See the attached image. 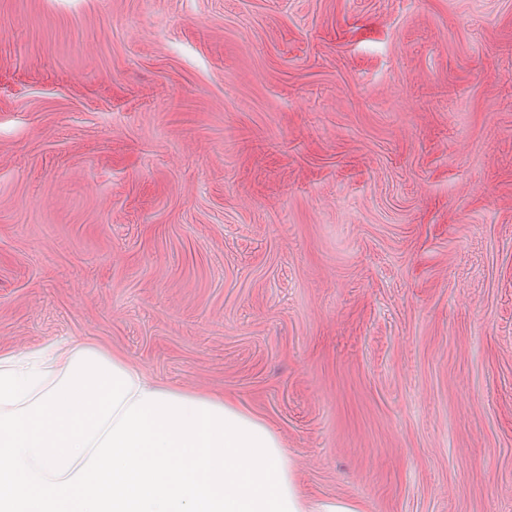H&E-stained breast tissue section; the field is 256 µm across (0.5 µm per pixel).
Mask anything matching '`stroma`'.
<instances>
[{
  "label": "stroma",
  "instance_id": "1",
  "mask_svg": "<svg viewBox=\"0 0 512 512\" xmlns=\"http://www.w3.org/2000/svg\"><path fill=\"white\" fill-rule=\"evenodd\" d=\"M79 341L512 512V0H0V353Z\"/></svg>",
  "mask_w": 512,
  "mask_h": 512
}]
</instances>
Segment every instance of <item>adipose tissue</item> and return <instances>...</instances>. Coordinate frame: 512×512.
<instances>
[{"label": "adipose tissue", "mask_w": 512, "mask_h": 512, "mask_svg": "<svg viewBox=\"0 0 512 512\" xmlns=\"http://www.w3.org/2000/svg\"><path fill=\"white\" fill-rule=\"evenodd\" d=\"M0 512H360L306 496L280 437L90 343L0 354Z\"/></svg>", "instance_id": "ef3b65f1"}]
</instances>
